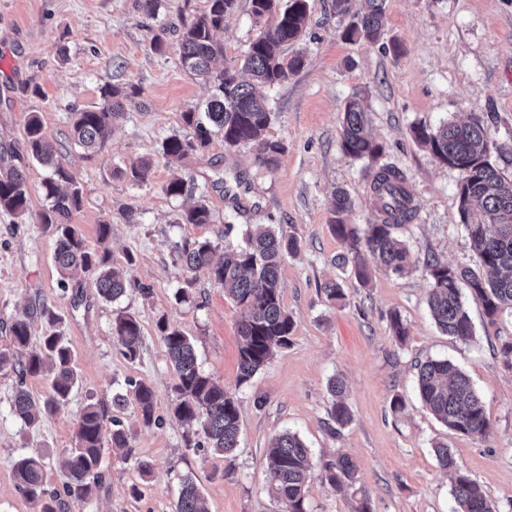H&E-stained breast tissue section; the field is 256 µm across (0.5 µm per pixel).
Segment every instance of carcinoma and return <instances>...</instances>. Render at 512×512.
Segmentation results:
<instances>
[{"mask_svg": "<svg viewBox=\"0 0 512 512\" xmlns=\"http://www.w3.org/2000/svg\"><path fill=\"white\" fill-rule=\"evenodd\" d=\"M208 9L183 28L179 40L183 66L213 85L215 93L204 110L207 122L197 113H184V122L194 128L191 138L177 135L162 143V155L169 164H179L190 154L205 147L217 130L223 135L224 147L233 149L253 143L258 147V159L271 166L283 152V145L265 137L273 119L267 101L256 92V86H274L288 80L300 70L304 58L297 54L289 60L282 48L296 41L308 19L307 0H251L253 21L259 33L249 43L241 58L224 62L216 69L213 63L224 57V46L214 40V31L224 25V15L234 8L235 0H208ZM359 20L349 25L344 36L348 39L376 42L386 20V0H366ZM103 103L96 109L74 113L70 139L92 153L102 150L114 122L124 110L126 92L112 85L101 90ZM414 141L425 148L440 163L463 167L468 175L459 186L461 221L468 233L473 250L483 268L477 274L467 268L453 267L437 259L426 262L424 273L429 281L428 306L437 326L456 339L467 342L473 338L471 319L464 307L462 290L483 308L488 323H496L499 313L512 309V178L491 162L492 146L485 138L484 119L474 115L469 121H447L436 128L416 126ZM24 148L28 158L53 168L52 177L43 182L48 205L40 214V222L57 234L55 261L64 276L81 269L95 277L100 297L116 301L125 294L129 283L123 273L111 268L108 256L91 250L71 219L83 202V192L75 178L60 164L56 147L44 129L40 118L31 116L25 126ZM340 148L354 160H375L385 147L368 132L366 112L360 100L351 98L345 106L341 122ZM374 194L373 217L359 228L344 223L341 215L351 207L348 195L335 192V218L332 230L346 245L341 265L351 266L363 285L370 281L364 263L368 252L378 265L403 275L412 269V257L399 229L413 221L416 207L407 189L403 172L384 165L371 173ZM28 188L24 173L11 166L0 173V210L22 213L27 208ZM211 213L205 202L199 201L185 209L181 224H208ZM300 244L286 238L273 224L248 225L243 243L227 245L224 255L214 260L215 245L208 239L196 240L183 250L182 265L189 271L205 269L224 288V293L240 308L238 385L251 381L278 348L290 342L294 320L282 302L280 281L281 258L296 253ZM393 337L405 342L408 327L397 312L389 316ZM168 361L177 374L174 387L176 399L173 413L187 425L197 424L213 453L226 456L238 448L240 408L237 400L224 386L214 382L198 366L190 338L166 321L158 322ZM13 343L26 346L30 342L29 315L15 319L10 326ZM112 336L122 354L133 361L139 354L141 327L136 318L119 313L112 324ZM50 372L51 394L42 401L27 391H16L12 403L14 413L28 425L36 424L45 414L66 405L80 381L74 354L64 337L53 332L42 337L37 348L19 361L20 378ZM134 401L142 422H156V394L144 382H130ZM331 404L329 420L343 428L352 421L343 383L333 379L328 384ZM418 393L425 409L448 430L484 440L491 434L485 405L470 378L447 359H430L418 372ZM112 426L109 441L116 454L128 459L133 455L130 437L121 421L112 415V408L103 402L90 404L81 414L74 436V446L62 465L63 492L47 489L44 468L32 457L18 460L14 474L18 489L24 496L41 504V512H57L60 494L87 500L92 493L91 479L99 475L107 426ZM441 468L451 478L454 512H498L496 504L480 486L461 470L455 452L447 444L434 445ZM267 475L285 512H308V487L313 464L311 451L295 433L285 431L272 439L267 455ZM357 464L340 453L325 462L321 480L333 490L355 483ZM175 512H206L203 496L193 478L186 475Z\"/></svg>", "mask_w": 512, "mask_h": 512, "instance_id": "obj_1", "label": "carcinoma"}]
</instances>
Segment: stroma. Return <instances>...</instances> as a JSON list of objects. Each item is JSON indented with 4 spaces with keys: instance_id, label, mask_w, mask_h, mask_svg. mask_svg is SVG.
<instances>
[{
    "instance_id": "stroma-1",
    "label": "stroma",
    "mask_w": 512,
    "mask_h": 512,
    "mask_svg": "<svg viewBox=\"0 0 512 512\" xmlns=\"http://www.w3.org/2000/svg\"><path fill=\"white\" fill-rule=\"evenodd\" d=\"M302 37L285 57L301 54L304 67L284 83L265 89L274 113L269 139L284 150L273 167L257 160L248 144L228 151L213 135L201 152L167 165L165 138L192 135L184 112L204 107L212 90L180 59L182 29L208 7L207 0H158L154 16L138 0H0V161L24 149L30 113H39L57 156L83 189L76 224L87 245L107 250L130 286L117 301L102 300L91 275L63 279L55 262V240L39 214L46 205L42 182L49 168L23 166L28 183L24 214L0 210V351L24 359L9 327L30 313L31 343L49 331L71 347L81 377L68 403L25 425L12 410L17 386L35 398L50 393L41 375L18 379L0 370V512H40L19 491L14 464L40 456L49 489L60 488L59 463L72 447L77 421L93 402H111L128 381L156 394L152 425H144L134 403L116 412L132 438L134 456L105 452L90 499L62 498L59 512H174L180 481L192 474L207 512H283L266 474L270 440L296 433L310 448L314 466L349 453L356 461V486L332 491L312 479L309 512H352L368 497L371 512H452L448 476L433 452L436 441L454 449L460 467L497 505L512 512V369L492 347L497 333L512 334V311L490 327L482 307L466 301L476 337L462 343L443 333L427 305L424 261L436 257L453 266L475 267L476 257L459 215L457 169L439 164L414 142L411 129L447 120L485 116L488 142L497 145L496 167L512 175V0H387L386 24L374 43L344 38L346 21L334 16L331 0H308ZM250 0H236L215 38L224 57L238 59L257 34ZM162 39L163 51L151 47ZM118 84L133 96L104 150L87 155L69 139L71 114L100 105L101 89ZM360 96L374 138L385 147L376 160H355L340 148V120L347 101ZM152 160L145 179L114 176L116 166ZM400 168L418 208L401 229L413 256L412 273L373 271L362 285L340 266L345 252L331 229L334 189L348 192L349 224L372 217V169ZM186 186L167 195L172 178ZM206 200L211 221L181 224V211ZM136 222H128L127 212ZM111 233L99 241L97 226ZM272 224L298 239L301 251L280 266L282 297L295 325L288 347L277 350L251 382L238 375L240 310L206 270L187 271L178 255L186 245L210 240L238 244L248 225ZM341 282L345 298L327 300L326 282ZM185 289L187 301L175 303ZM59 316L49 327L40 307ZM141 326L136 359H126L112 338L117 311ZM400 313L409 338L398 344L388 317ZM166 319L191 339L201 370L239 400V446L233 456L189 448L185 427L171 412L177 376L157 329ZM447 359L471 379L485 404L491 435L480 441L449 431L430 415L417 391V366ZM347 386L353 420L339 432L328 426V383ZM401 396L403 411L390 409ZM148 461L151 474L140 471ZM139 486L140 496L130 494Z\"/></svg>"
}]
</instances>
